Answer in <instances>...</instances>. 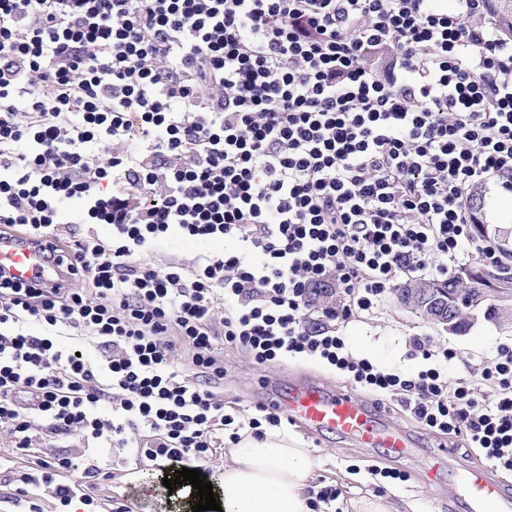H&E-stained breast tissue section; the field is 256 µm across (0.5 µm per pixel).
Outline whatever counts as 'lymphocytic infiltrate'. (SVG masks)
Listing matches in <instances>:
<instances>
[{
    "instance_id": "obj_1",
    "label": "lymphocytic infiltrate",
    "mask_w": 512,
    "mask_h": 512,
    "mask_svg": "<svg viewBox=\"0 0 512 512\" xmlns=\"http://www.w3.org/2000/svg\"><path fill=\"white\" fill-rule=\"evenodd\" d=\"M491 186L512 195V39L490 0H0V233L59 236L73 200L111 230L65 241L82 292L0 278V426L26 453L34 415L202 469L220 434L286 418L225 408L231 348L260 368L316 361L512 472V343L452 381L448 345L413 337L402 372L336 330L405 279L499 259L471 209ZM175 232L233 247L140 262ZM60 328L100 359L60 348ZM34 454L14 500L129 512L99 497V463Z\"/></svg>"
}]
</instances>
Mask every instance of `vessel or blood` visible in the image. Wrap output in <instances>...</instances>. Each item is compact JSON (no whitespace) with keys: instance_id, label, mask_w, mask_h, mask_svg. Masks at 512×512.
I'll return each instance as SVG.
<instances>
[{"instance_id":"b4317fda","label":"vessel or blood","mask_w":512,"mask_h":512,"mask_svg":"<svg viewBox=\"0 0 512 512\" xmlns=\"http://www.w3.org/2000/svg\"><path fill=\"white\" fill-rule=\"evenodd\" d=\"M0 272L26 284L62 286L69 278L50 241L24 233L0 236ZM273 402L289 419L310 433L341 435L364 448H383L397 457L427 454L431 468H447L449 499L464 500L467 512H512V486L487 470L457 471L445 448L427 451L418 439L391 426L387 412L347 389L330 391L314 380H303Z\"/></svg>"}]
</instances>
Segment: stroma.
<instances>
[{
    "instance_id": "obj_1",
    "label": "stroma",
    "mask_w": 512,
    "mask_h": 512,
    "mask_svg": "<svg viewBox=\"0 0 512 512\" xmlns=\"http://www.w3.org/2000/svg\"><path fill=\"white\" fill-rule=\"evenodd\" d=\"M353 354L368 356L375 361L409 371L417 362L410 356V340L415 336H430L458 350L460 358L448 366L449 379L460 377L466 363L492 357L497 345L512 342V329H502L492 321L477 318L465 334L447 333L421 314L406 308L397 295H389L377 313L355 319L341 326ZM224 364V402L229 406H245L265 399L268 390L285 389L290 378L307 376L326 382L330 387H345L343 375L329 372L307 362H285L257 369L238 350H226ZM289 433L310 448L317 461L313 483L333 485L341 489L344 512H358L357 503L369 494L382 493L393 512H465L463 505H449L441 483L428 481L419 462L412 457L397 460L382 451H368L347 440L327 434L312 435L296 426ZM359 473H351V465ZM393 468L407 474L405 482L383 486L381 478L370 475V468ZM102 497L128 496L133 512H174L176 499L162 482L156 465L128 464L113 467L110 477L101 484Z\"/></svg>"
}]
</instances>
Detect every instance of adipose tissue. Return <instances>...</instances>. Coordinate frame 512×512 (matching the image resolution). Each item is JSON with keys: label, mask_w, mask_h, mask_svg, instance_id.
Returning a JSON list of instances; mask_svg holds the SVG:
<instances>
[{"label": "adipose tissue", "mask_w": 512, "mask_h": 512, "mask_svg": "<svg viewBox=\"0 0 512 512\" xmlns=\"http://www.w3.org/2000/svg\"><path fill=\"white\" fill-rule=\"evenodd\" d=\"M227 455L223 483L214 490L222 512H309L315 462L301 441L271 429L261 440L243 436Z\"/></svg>", "instance_id": "obj_1"}]
</instances>
